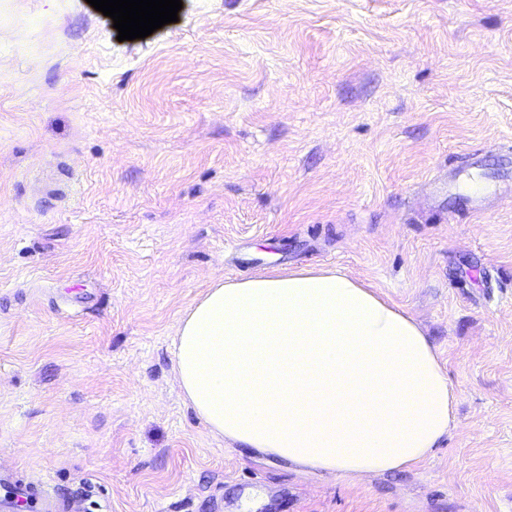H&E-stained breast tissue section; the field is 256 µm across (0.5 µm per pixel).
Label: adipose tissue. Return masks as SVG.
I'll return each mask as SVG.
<instances>
[{
  "label": "adipose tissue",
  "mask_w": 512,
  "mask_h": 512,
  "mask_svg": "<svg viewBox=\"0 0 512 512\" xmlns=\"http://www.w3.org/2000/svg\"><path fill=\"white\" fill-rule=\"evenodd\" d=\"M174 345L212 434L301 470L409 468L455 420L458 394L417 322L339 268L213 282Z\"/></svg>",
  "instance_id": "adipose-tissue-1"
}]
</instances>
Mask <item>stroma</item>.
<instances>
[{"mask_svg": "<svg viewBox=\"0 0 512 512\" xmlns=\"http://www.w3.org/2000/svg\"><path fill=\"white\" fill-rule=\"evenodd\" d=\"M117 35L0 0V466L85 512H512V0H182ZM321 266L458 394L411 470L301 473L182 394L212 281Z\"/></svg>", "mask_w": 512, "mask_h": 512, "instance_id": "obj_1", "label": "stroma"}]
</instances>
